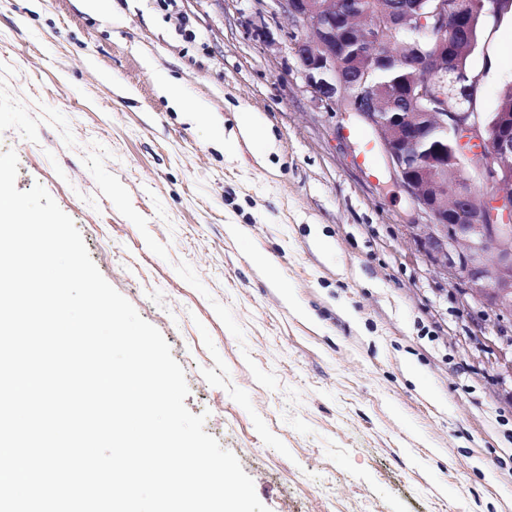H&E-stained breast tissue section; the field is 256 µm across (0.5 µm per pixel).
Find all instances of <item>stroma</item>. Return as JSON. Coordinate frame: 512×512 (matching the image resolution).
Segmentation results:
<instances>
[{
	"instance_id": "35a3bbf8",
	"label": "stroma",
	"mask_w": 512,
	"mask_h": 512,
	"mask_svg": "<svg viewBox=\"0 0 512 512\" xmlns=\"http://www.w3.org/2000/svg\"><path fill=\"white\" fill-rule=\"evenodd\" d=\"M296 34L267 0H0V152L162 333L270 512H512V380L486 342L512 317L462 309L372 131L301 92ZM483 35L489 111L512 24Z\"/></svg>"
}]
</instances>
